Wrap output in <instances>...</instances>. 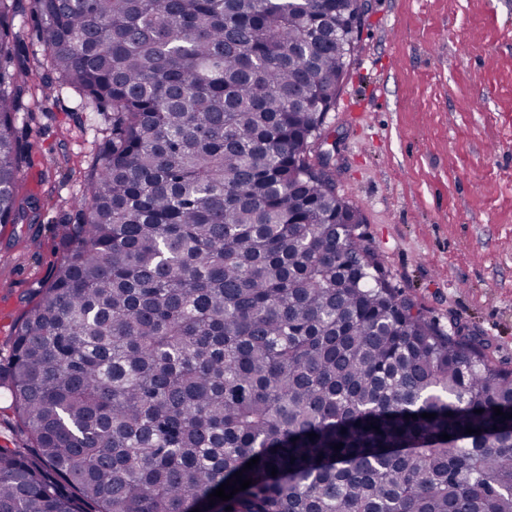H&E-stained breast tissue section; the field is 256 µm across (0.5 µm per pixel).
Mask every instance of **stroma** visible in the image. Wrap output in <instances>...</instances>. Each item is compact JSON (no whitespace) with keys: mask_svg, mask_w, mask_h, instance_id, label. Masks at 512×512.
<instances>
[{"mask_svg":"<svg viewBox=\"0 0 512 512\" xmlns=\"http://www.w3.org/2000/svg\"><path fill=\"white\" fill-rule=\"evenodd\" d=\"M15 31L27 145L17 192L38 215L0 224V360L112 128L71 91L45 94L27 10ZM323 138L391 284L441 329L489 339L494 364L512 369V0H368Z\"/></svg>","mask_w":512,"mask_h":512,"instance_id":"stroma-1","label":"stroma"}]
</instances>
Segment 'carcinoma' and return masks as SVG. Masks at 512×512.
<instances>
[{"label": "carcinoma", "instance_id": "1", "mask_svg": "<svg viewBox=\"0 0 512 512\" xmlns=\"http://www.w3.org/2000/svg\"><path fill=\"white\" fill-rule=\"evenodd\" d=\"M15 2L0 224L26 215ZM351 8L30 0L51 83L112 140L0 377L28 440L0 447V512H512V370L390 285L314 151Z\"/></svg>", "mask_w": 512, "mask_h": 512}]
</instances>
